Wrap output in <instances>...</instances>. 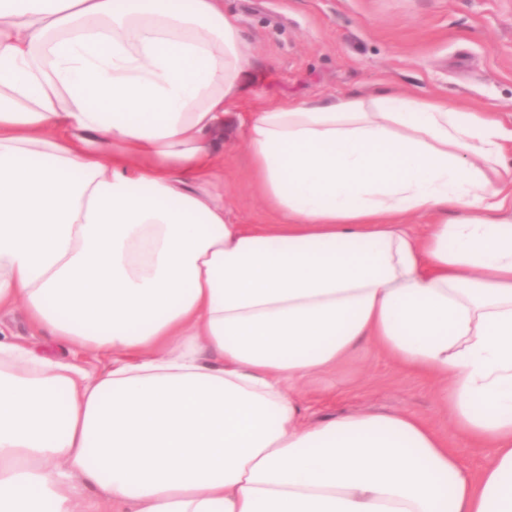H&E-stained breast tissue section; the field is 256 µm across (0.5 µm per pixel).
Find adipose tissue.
<instances>
[{
	"instance_id": "ef3b65f1",
	"label": "adipose tissue",
	"mask_w": 512,
	"mask_h": 512,
	"mask_svg": "<svg viewBox=\"0 0 512 512\" xmlns=\"http://www.w3.org/2000/svg\"><path fill=\"white\" fill-rule=\"evenodd\" d=\"M249 77L223 0H0V309L112 355L0 341V512H512V129L392 94L242 114ZM239 121L278 223L212 188ZM361 340L481 471L411 413L307 420ZM0 338L18 341L41 357L70 362L94 374H102L112 366V355H88L32 325L21 307L0 311Z\"/></svg>"
}]
</instances>
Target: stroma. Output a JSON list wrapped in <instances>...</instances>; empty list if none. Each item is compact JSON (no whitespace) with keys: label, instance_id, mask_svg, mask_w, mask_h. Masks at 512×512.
Masks as SVG:
<instances>
[{"label":"stroma","instance_id":"35a3bbf8","mask_svg":"<svg viewBox=\"0 0 512 512\" xmlns=\"http://www.w3.org/2000/svg\"><path fill=\"white\" fill-rule=\"evenodd\" d=\"M224 11L239 20L253 75L240 111L388 92L491 111L512 125V0H224ZM216 141L232 221L272 222L249 174L243 128L226 126ZM0 338L97 375L112 365L111 354H87L34 327L19 307L0 311ZM298 393L310 420L411 412L472 470L486 462L487 450L472 447L442 414L437 385L370 344H357Z\"/></svg>","mask_w":512,"mask_h":512}]
</instances>
